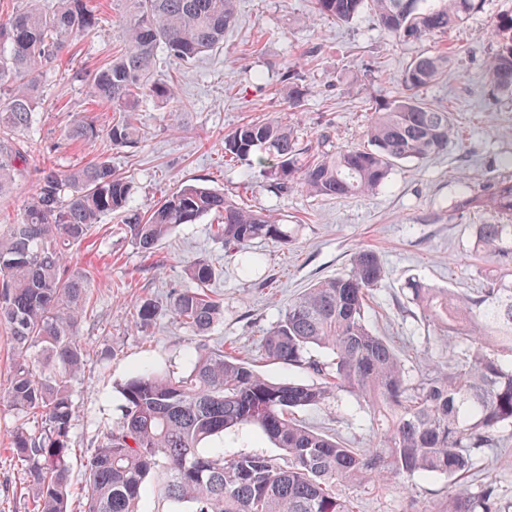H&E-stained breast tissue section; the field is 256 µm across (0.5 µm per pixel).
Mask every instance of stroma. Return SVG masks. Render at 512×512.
Segmentation results:
<instances>
[{"instance_id":"stroma-1","label":"stroma","mask_w":512,"mask_h":512,"mask_svg":"<svg viewBox=\"0 0 512 512\" xmlns=\"http://www.w3.org/2000/svg\"><path fill=\"white\" fill-rule=\"evenodd\" d=\"M101 17L89 36L72 42L41 85V121L30 130L38 152L10 196L0 198V225L14 223L36 185L44 162L60 169L107 158L130 186L133 207L147 212L180 185L195 183L222 190L276 214L292 232L288 242L258 241L251 252L259 266L245 270L229 258L210 232L212 217L184 224L145 257L122 230L118 217L98 224L89 242L73 248L72 264L94 270L92 309L78 336L87 350L81 381L72 387L75 413L71 442L76 455L90 453L103 431L121 415L119 387L141 366L182 372L200 343L234 349L274 381L315 383L301 368L266 362L262 341L281 318L289 300L313 283L345 273L354 252L376 251L389 272L373 291L366 319L382 336L394 338L411 377L426 361L447 364L437 325L408 301L404 287L414 278L438 288L463 291L485 281L486 262L473 252V227L496 224L488 210L460 212L455 201L465 188L484 190L512 174V97L493 92L486 66L495 45L494 18L512 10V0H484L464 27L449 37L400 42L384 33L369 12L337 24L315 16L311 0H236L237 23L224 44L197 61L164 64L159 73L174 82L179 99L145 98L139 120L143 134L129 147H113L107 136L73 143L64 131L76 116L93 118L102 131L109 110L93 104L85 74L119 46V0H88ZM455 47L448 75L426 96L448 108L462 140L441 155L404 162L387 185L365 197L321 198L299 189L280 192L262 186L245 190L244 165L224 163V135L240 123L278 116L297 124L309 153L322 139L335 147L360 144L368 105L399 95L401 74L417 55ZM293 67L304 97L293 105L286 67ZM204 259L216 270L211 288L224 301L223 318L200 337L182 328L164 306L176 288L191 287L188 262ZM160 305L159 317L138 328L135 312L143 301ZM307 426L335 434L349 448H367L377 431L364 402L340 392L324 404L299 410ZM14 412L0 400V512H29L28 476L15 462L10 434ZM225 455L275 454V446L251 428L231 431L213 444ZM474 476L442 475L341 486L358 512H448L452 495L473 494Z\"/></svg>"}]
</instances>
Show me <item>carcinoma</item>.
Instances as JSON below:
<instances>
[{
	"label": "carcinoma",
	"mask_w": 512,
	"mask_h": 512,
	"mask_svg": "<svg viewBox=\"0 0 512 512\" xmlns=\"http://www.w3.org/2000/svg\"><path fill=\"white\" fill-rule=\"evenodd\" d=\"M0 23V196L26 171L39 122L44 71L70 43L90 35L100 18L87 0H21ZM122 45L86 75L92 95L113 114L107 135L116 148L138 142V107L146 95L177 98L160 78V55L189 63L221 47L237 21L234 0H119ZM482 0H314L315 14L349 23L368 8L382 29L400 41L448 35L463 26ZM495 53L486 70L494 91L512 95V12L494 20ZM452 55L424 53L405 68L403 93L377 105L364 129L367 144L326 150L299 163L298 126L278 118L243 122L224 134V161L244 164L280 192L299 187L316 197L370 195L398 164L443 153L456 139L452 113L431 104L425 91L448 73ZM99 130L87 116L68 126L72 142ZM459 210L486 209L507 224H478L473 251L494 267L480 288L466 292L406 283L424 317L443 328L448 367L408 375L395 345L367 323L369 295L387 270L372 250H361L343 275L317 282L291 299L264 339L265 358L305 368L319 383L276 382L219 347H196L179 375L146 365L120 387L121 418L81 461L87 497L82 512H140L144 483L187 512H355L337 487L431 474L464 477L474 458L504 447L497 433L512 425V175L489 189L465 192ZM145 254L181 224L207 215L210 231L233 255L256 241L288 239V225L224 193L183 184L149 212L130 206L126 179L102 159L62 170L43 163L20 217L0 231V326L14 343L3 399L20 424L11 449L30 477V512H71L72 385L81 378L86 349L78 328L90 309L91 271L66 263L112 215ZM193 288L170 295L167 311L204 336L224 315L209 293L215 269L198 260L186 268ZM159 306L137 309L149 326ZM343 391L368 403L388 423L370 448H348L297 419L298 410ZM37 427H28L30 419ZM252 427L278 449L273 456L230 458L206 445L233 429ZM448 512H504L488 479L471 496L455 497Z\"/></svg>",
	"instance_id": "cac0c4a2"
}]
</instances>
